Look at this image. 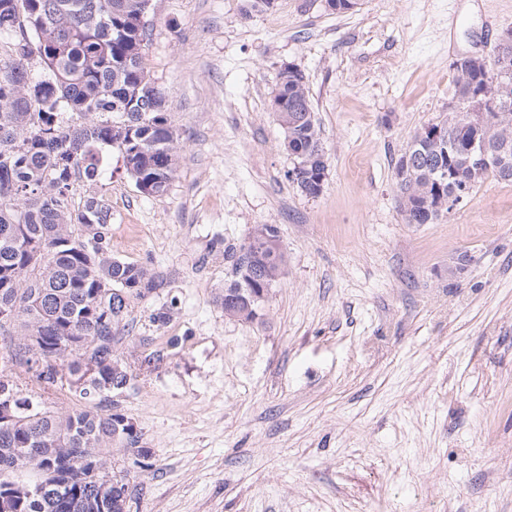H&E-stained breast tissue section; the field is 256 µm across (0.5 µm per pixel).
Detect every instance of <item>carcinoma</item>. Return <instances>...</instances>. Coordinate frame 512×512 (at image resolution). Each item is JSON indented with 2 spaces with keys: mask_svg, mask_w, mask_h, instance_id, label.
I'll use <instances>...</instances> for the list:
<instances>
[{
  "mask_svg": "<svg viewBox=\"0 0 512 512\" xmlns=\"http://www.w3.org/2000/svg\"><path fill=\"white\" fill-rule=\"evenodd\" d=\"M141 3L0 0V309H15L0 318V336L10 337L0 348V361L10 362L0 365V400L12 408L0 417V496L14 512H131L126 478L97 483L91 472L114 448L136 449L142 465L151 457L114 403L130 373L115 343L132 330L131 303L159 296L168 280L112 255L103 199L86 196L77 208L70 199L75 183L100 177L105 147L118 151L144 195L166 193L174 178L176 138L165 93L144 65L150 30L140 23ZM453 67L465 115L449 127L448 144L418 132L395 165L407 224L449 212L460 182L468 193L489 177L512 182V74L501 75L499 57L478 66L462 57ZM277 88L283 145L295 158L288 177L314 197L327 155L303 72L283 65ZM483 88L500 93L475 100ZM483 138L499 159L470 169L466 147ZM452 169L459 180H441ZM277 238L276 225H259L246 267L238 244H224L227 278L217 300L242 320L258 318L260 303L237 304L238 290L284 274ZM85 362L94 366L88 377ZM60 372L79 382L69 392L83 405L64 411L51 402ZM37 484L46 492H33Z\"/></svg>",
  "mask_w": 512,
  "mask_h": 512,
  "instance_id": "obj_1",
  "label": "carcinoma"
}]
</instances>
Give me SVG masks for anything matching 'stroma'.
<instances>
[{"mask_svg":"<svg viewBox=\"0 0 512 512\" xmlns=\"http://www.w3.org/2000/svg\"><path fill=\"white\" fill-rule=\"evenodd\" d=\"M149 26L170 189L140 193L115 151L74 188L110 207L113 254L169 277L118 345L135 377L115 401L151 465L129 450L108 467L137 512H512V183L408 224L395 175L456 106L453 62L512 29V0H152ZM288 63L329 157L315 197L271 108ZM258 224L286 265L244 322L215 296L224 244Z\"/></svg>","mask_w":512,"mask_h":512,"instance_id":"1","label":"stroma"}]
</instances>
